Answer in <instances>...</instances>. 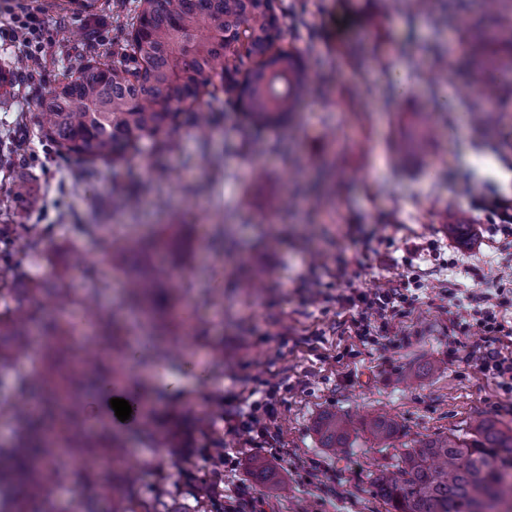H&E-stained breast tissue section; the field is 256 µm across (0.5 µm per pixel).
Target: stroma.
I'll return each mask as SVG.
<instances>
[{
    "label": "stroma",
    "instance_id": "1",
    "mask_svg": "<svg viewBox=\"0 0 512 512\" xmlns=\"http://www.w3.org/2000/svg\"><path fill=\"white\" fill-rule=\"evenodd\" d=\"M432 0L428 10L391 7L389 0H277L281 46L301 51L315 84L313 97L284 123L259 129L246 112L214 103V133L200 143L185 125L174 148L144 142L135 159L99 166L85 177L76 157H61L38 132V101L91 56L108 61L137 0H33L42 10L46 56L28 83L18 80L21 45L0 46V145L22 163L0 167L25 178L30 198L0 205L1 224H34L38 252L15 250L23 277L0 297V312L26 298L32 283L56 279L81 293L88 283L73 252L113 283L104 305L126 314L106 240L80 232L108 224L115 235L178 234L184 261L169 257L172 283L194 309L190 331L171 311L159 342H186L181 363L207 373L171 398L165 375L147 378L150 362L123 365L122 386L149 387L150 428H114L94 392L78 403L86 435L119 433L140 461L121 498L159 512L196 504L210 470L203 449L223 450L218 512H233L239 493L256 512H385L373 476L414 441L456 431L479 419L512 427V393L467 367L455 349L475 345L443 298L451 288L501 293L512 321V236L492 232L481 199L512 200V101L493 133L472 123L471 102L448 108L455 88L470 83L460 45L471 41L484 12L480 0ZM401 72L408 90L392 84ZM435 133L413 156L393 146L420 116ZM208 164H199L201 152ZM133 195L136 208L113 210ZM325 197L327 209L313 208ZM465 225L462 233L454 225ZM262 267L261 288L239 286L242 271ZM409 282L411 304L390 336L370 343L341 335L350 312L341 295ZM274 399L267 437L226 433L224 416ZM333 411L356 429L341 452L321 447L316 426ZM393 417L398 434L377 445L359 429L361 417ZM265 457L283 489L251 475L252 456ZM112 507V474L89 476L66 467L55 497L41 512H76L79 499Z\"/></svg>",
    "mask_w": 512,
    "mask_h": 512
}]
</instances>
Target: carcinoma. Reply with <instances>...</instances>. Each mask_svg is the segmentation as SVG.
<instances>
[{
	"instance_id": "1",
	"label": "carcinoma",
	"mask_w": 512,
	"mask_h": 512,
	"mask_svg": "<svg viewBox=\"0 0 512 512\" xmlns=\"http://www.w3.org/2000/svg\"><path fill=\"white\" fill-rule=\"evenodd\" d=\"M138 11L124 26L119 52L112 62L89 59L74 76H67L44 96L39 107L42 138L60 155L76 156L93 175L99 163L135 158L145 141L163 146L169 130L191 127L202 142L201 163H206L211 113L205 106L224 99L242 107L255 126H272L297 112L314 93L308 65L296 50L276 46L280 38L275 0H139ZM484 11L496 24L481 29L466 52L475 60L474 73L487 80L486 102L478 123L490 127L497 118L495 106L505 96L512 98V85L497 80L496 73L512 66V58L497 46L512 44V25L505 24L512 0H484ZM246 79H238L240 72ZM220 76L221 85L211 79ZM224 93L219 97L218 93ZM420 120L401 144L413 152L432 133ZM10 232L25 237L34 251L40 239L34 224H14ZM172 239L139 238L117 246L113 259L128 270L126 297L130 306L150 315L163 297L178 301L166 286L164 274L143 267L139 259L150 253L168 252ZM19 274L9 249L0 250V292L11 293ZM90 286L81 296L43 283L34 291L49 305L46 317L22 303L0 315V340L11 358L21 357L28 347L32 327L39 328L53 356L52 371L34 382L16 374V394L8 406L17 424L15 444L0 448V503L4 489L17 472L34 475V490L53 498L58 470L51 462L66 451L79 459L116 458L115 445L95 447L85 440L73 399L81 391L102 387L103 353H128L114 341L120 331L115 313L98 302L109 284L90 267L84 269ZM79 306L84 322L99 329V342L80 348L76 327L66 321L73 306ZM82 352L77 376L62 373L60 364ZM378 445H387L397 432V423L385 414H375L362 423ZM323 447L333 451L347 447L350 425L334 413L318 422ZM252 474L262 482L275 481L269 464L255 458ZM375 493L388 512H495L496 503H512V428L481 419L471 432L453 433L419 440L402 452L397 465L380 471L373 480Z\"/></svg>"
}]
</instances>
